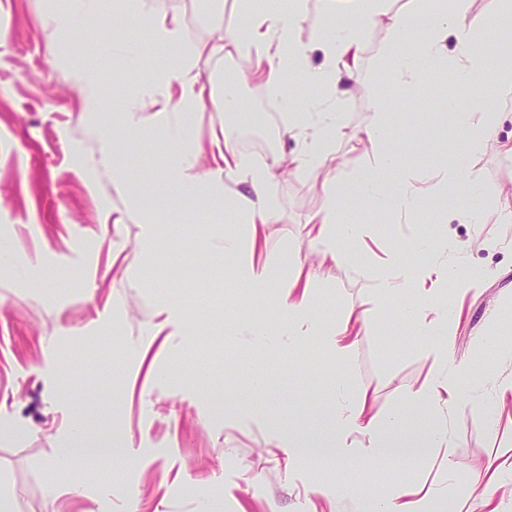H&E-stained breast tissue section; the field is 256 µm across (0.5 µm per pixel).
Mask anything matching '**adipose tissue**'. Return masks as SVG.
Segmentation results:
<instances>
[{"label": "adipose tissue", "mask_w": 512, "mask_h": 512, "mask_svg": "<svg viewBox=\"0 0 512 512\" xmlns=\"http://www.w3.org/2000/svg\"><path fill=\"white\" fill-rule=\"evenodd\" d=\"M437 2V8L419 14L390 10L382 0H325L329 27L310 44L302 42L299 36L301 0H282L277 6L248 12L242 25L227 29L219 42L206 49L200 45L186 46L179 27L158 23V0H136L139 22L154 41L171 50L174 62L155 69L151 80L134 93V103L124 123L130 128L162 126L167 140L178 148L174 166L180 176L182 196L220 206L227 222L249 225L251 242H258L267 226L278 221L269 188L280 178L282 162H256L234 143L223 144L215 138L211 141L212 165H199L200 149L189 143L194 135L191 119L205 98L207 85L192 73L196 57L206 50L215 54L231 49L245 58L242 75L246 80L274 88L294 78L325 89V97L319 100L300 102L288 94L282 97L284 110L292 116L286 132L302 143L301 151L291 159L292 164L299 169L323 167L340 133L337 101L351 93L358 83L371 29L379 28L386 34L390 48L387 74L393 83L409 88L427 76L435 81L446 77L460 85H472L481 79L487 58L473 45L470 0ZM315 50L324 58L318 67L310 64V54ZM371 112L366 134L376 147L373 165L349 174H333L331 190L325 192L318 211L310 219L313 236L308 242L309 250L335 263H359V256L342 251L337 240H360L366 233L365 225L357 217L337 207L335 186H342L347 194L362 199L370 209L388 211L404 219L421 212L425 202L432 198L452 193L482 194V183L469 159L487 148L492 132L503 118V111L497 106H478L457 113L456 121L466 134L465 157L451 160L448 166L424 180L402 175V185L394 192L388 185L399 173L400 161L386 140L389 113L383 95L374 96ZM410 248L423 254V262L407 269L396 258L383 260L375 267L376 283L382 291L396 292L410 282H424L419 303L396 310L395 316L436 342L435 353L441 365L413 391L408 406L384 421L371 414L367 392L353 391L344 377H337L328 388L335 403L334 436L329 446L340 464L357 459L382 461V440L387 431L400 428L420 414L430 413L440 419L449 395L458 391L455 373L446 365V290L451 287L463 292L474 288L484 274L458 262L460 248L453 241L436 243L418 236L411 241ZM224 260L249 295L263 294L270 287L277 290L269 318L248 325L233 323L234 335L255 337L282 352L318 337L326 341L337 359L345 358L358 334L357 316L349 312L332 323L318 317L309 290L301 287L298 275L290 273L287 264L254 260L252 254L246 253L242 240L231 233L224 236ZM358 433L364 434V441H355ZM356 486V481L328 470L315 491L327 497H358L361 512H438L439 505L448 501V491L442 485H401L384 495L360 494Z\"/></svg>", "instance_id": "ef3b65f1"}]
</instances>
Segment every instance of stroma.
Here are the masks:
<instances>
[{"label": "stroma", "mask_w": 512, "mask_h": 512, "mask_svg": "<svg viewBox=\"0 0 512 512\" xmlns=\"http://www.w3.org/2000/svg\"><path fill=\"white\" fill-rule=\"evenodd\" d=\"M69 9L70 0H0V250L12 257L0 265V492L11 493L13 512H205L209 503L220 512H358L355 498L314 493L324 460L310 461L298 479L297 462L272 429L305 433L317 416L319 435L328 439L333 404L320 385L339 375L368 392L380 418L402 409L432 377L437 360L428 337L387 318L410 294L379 298L372 275L383 259L409 263L406 244L417 234L448 235L463 261L487 272L479 288L453 303L448 362L466 371L448 404V445L415 460H359L348 471L361 483L377 474L382 494L398 483H447L450 512H485L489 500L499 512H512V472L500 466L512 455V401L502 406L495 430L477 404L512 380V359L483 342L498 309L512 306V223L451 222L446 209L428 207L413 223L399 224L390 212L343 195L340 204L363 218L368 233L340 246L366 252L368 261L323 264L307 238L324 173L287 170L269 189L279 221L269 225L258 257L287 258L301 281L313 284L323 317L352 310L366 324L341 362L317 343L284 354L257 348L248 336L222 335L228 320L268 316L273 298L261 307L245 301V288L221 256L224 222L213 207L181 205L177 178L163 175L173 147L162 131L112 126L130 89L166 63V49L131 10L109 6L111 39L79 18L48 36V16ZM160 18L180 24L187 45L218 38L207 0H161ZM116 40L136 46L143 65L117 60ZM386 56L383 31L371 30L359 88L338 104L334 163L348 173L372 162L375 148L364 129L371 100L381 93L390 111L389 143L408 171L424 176L462 152L464 134L447 98L430 96L429 82L409 90L390 85ZM242 66L221 55L197 61L195 73L213 87L192 118L202 142L215 129L265 125L255 98L272 90L241 81ZM80 71L100 77L98 111L85 109L75 85ZM228 82L237 84L245 111L225 112ZM421 108L432 115L425 126ZM504 143H512L511 114L494 145L470 164L488 195L512 204V157L501 152ZM116 165L127 172V190L112 185ZM148 236L159 243L158 259L140 250ZM185 314L214 334L210 348L197 336L177 335L174 321ZM255 359L267 370L258 390L248 368ZM163 368L177 383L157 378ZM272 392L284 405L262 424L228 422L215 411L217 398L257 408ZM77 420L126 452L75 460L57 500L47 503L50 466Z\"/></svg>", "instance_id": "obj_1"}]
</instances>
